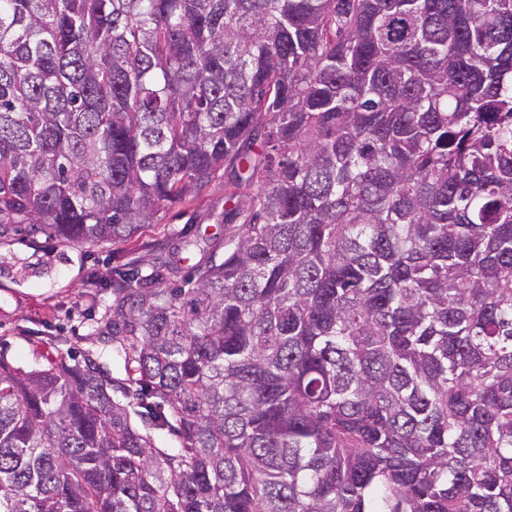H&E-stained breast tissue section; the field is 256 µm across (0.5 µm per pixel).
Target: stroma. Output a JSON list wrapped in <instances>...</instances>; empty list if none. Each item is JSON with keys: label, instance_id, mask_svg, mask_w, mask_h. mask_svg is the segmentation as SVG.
<instances>
[{"label": "stroma", "instance_id": "35a3bbf8", "mask_svg": "<svg viewBox=\"0 0 512 512\" xmlns=\"http://www.w3.org/2000/svg\"><path fill=\"white\" fill-rule=\"evenodd\" d=\"M231 189L218 177L199 197L162 210L134 243L91 246L62 242L49 234L0 239V354L25 370L45 365L57 353L92 354L104 375L126 377L123 353L106 336L112 276L133 261L151 273L177 260L188 275L224 234V196Z\"/></svg>", "mask_w": 512, "mask_h": 512}]
</instances>
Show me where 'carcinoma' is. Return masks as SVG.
Masks as SVG:
<instances>
[{"instance_id":"cac0c4a2","label":"carcinoma","mask_w":512,"mask_h":512,"mask_svg":"<svg viewBox=\"0 0 512 512\" xmlns=\"http://www.w3.org/2000/svg\"><path fill=\"white\" fill-rule=\"evenodd\" d=\"M222 170V258L112 279L126 381L0 357V512H512V0H0V237Z\"/></svg>"}]
</instances>
